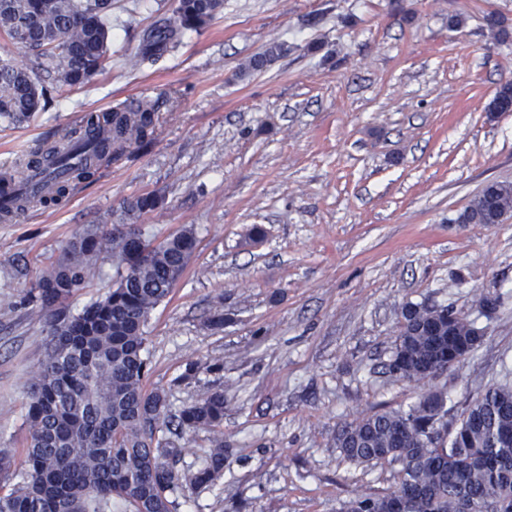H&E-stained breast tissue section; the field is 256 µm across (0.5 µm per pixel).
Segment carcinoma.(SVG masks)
Wrapping results in <instances>:
<instances>
[{"instance_id":"carcinoma-1","label":"carcinoma","mask_w":512,"mask_h":512,"mask_svg":"<svg viewBox=\"0 0 512 512\" xmlns=\"http://www.w3.org/2000/svg\"><path fill=\"white\" fill-rule=\"evenodd\" d=\"M224 0H178L172 17L150 31L137 67L173 51L187 30H200L223 9ZM497 43L512 37L506 18L484 17ZM0 34L31 54L25 63L0 57V122L29 123L55 103L64 87L89 83L108 63L112 0H0ZM287 51L282 45L252 58L245 70L260 71ZM512 106V82L502 84L487 107L498 114ZM159 100L84 114L82 123L103 133L95 142L79 138L65 147L39 146L24 164L39 169L46 157L63 168L53 191L39 198L20 189L0 207L5 217L39 202L58 204L71 183L93 178L107 159L147 150L154 142ZM160 203L143 194L127 211L144 213ZM512 215V184L489 182L459 214L462 224H500ZM93 225L76 233L59 258L30 282L28 302L47 319L49 340L31 378L24 414L28 438L16 463L0 450V512H178L185 489L210 490L224 473L228 449L220 428L224 392L210 391L172 414L164 391L147 388L150 360L145 331L150 312L164 301L193 255L191 228L157 244L138 224ZM112 254L117 280L104 297L80 311L69 300L88 286L99 256ZM472 320L446 306L408 302L401 308L394 348L385 364L416 391L405 409L366 414L339 427L336 448L365 467L399 464L389 489L360 494L344 512H467L490 501L496 512H512V379L487 385L456 402L458 420L430 435L433 411L448 406V392L433 383L430 364H462L482 337ZM179 436L212 430V448L195 470L179 472L165 419Z\"/></svg>"}]
</instances>
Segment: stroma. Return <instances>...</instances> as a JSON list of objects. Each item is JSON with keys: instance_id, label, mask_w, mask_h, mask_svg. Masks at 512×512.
<instances>
[{"instance_id": "stroma-1", "label": "stroma", "mask_w": 512, "mask_h": 512, "mask_svg": "<svg viewBox=\"0 0 512 512\" xmlns=\"http://www.w3.org/2000/svg\"><path fill=\"white\" fill-rule=\"evenodd\" d=\"M177 5L113 0L105 72L63 88L30 124L0 126L1 168L84 111L163 100L148 151L0 223V448L26 444L48 335L22 302L29 278L77 231L127 223L126 201L154 192L162 203L139 216L145 231L162 240L191 227L198 243L146 324L148 385L174 412L223 390L229 449L218 485L186 491L179 512H343L392 483L390 466L344 460L336 431L414 400L384 368L405 303L483 327L477 350L437 381L454 400L512 371V217L457 220L487 182L512 183V112L487 111L512 82V40L483 27L489 12L512 25V0H224L178 51L130 67ZM454 16L462 28H449ZM276 44L288 52L245 72ZM495 295L500 307L481 316L480 299ZM219 301L224 326L212 330ZM214 359L222 371L207 370ZM190 362L195 377L175 385Z\"/></svg>"}]
</instances>
